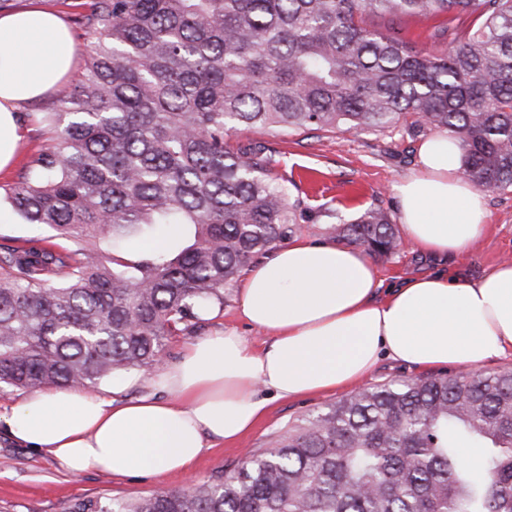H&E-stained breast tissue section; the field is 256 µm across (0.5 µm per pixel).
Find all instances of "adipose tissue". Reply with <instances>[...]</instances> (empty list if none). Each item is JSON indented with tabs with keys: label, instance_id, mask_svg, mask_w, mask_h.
Masks as SVG:
<instances>
[{
	"label": "adipose tissue",
	"instance_id": "1",
	"mask_svg": "<svg viewBox=\"0 0 512 512\" xmlns=\"http://www.w3.org/2000/svg\"><path fill=\"white\" fill-rule=\"evenodd\" d=\"M75 53L56 14L0 15V168L21 139L20 104L58 86ZM395 192L402 232L422 252L456 254L485 233L483 195L462 174L448 134L422 141L416 170ZM237 305L265 333L262 347L219 330L162 368L154 379L161 398L35 391L0 410V430L73 472L185 473L209 448L253 430L271 400L337 392L381 357L430 368L512 355L511 263L474 279L428 273L387 288L364 252L300 237L244 271Z\"/></svg>",
	"mask_w": 512,
	"mask_h": 512
}]
</instances>
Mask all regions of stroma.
Returning a JSON list of instances; mask_svg holds the SVG:
<instances>
[{"instance_id":"obj_1","label":"stroma","mask_w":512,"mask_h":512,"mask_svg":"<svg viewBox=\"0 0 512 512\" xmlns=\"http://www.w3.org/2000/svg\"><path fill=\"white\" fill-rule=\"evenodd\" d=\"M90 3L91 0H0V13L39 7L57 14L77 44L74 65L66 79L72 85L85 73L86 42L76 20L87 12ZM59 109V94L55 91L20 106L18 118L23 136L12 164L0 170V191L13 185L27 158L45 147L52 131L42 116ZM233 141L272 149L274 174L287 181L292 197L303 199L308 208L310 219L302 223L299 234L312 241L329 240L327 227L334 212L349 222L373 206L386 211L390 219H397L400 202L394 186L417 167L421 143L420 137L409 135L401 127L357 134L244 131ZM483 195L488 211L484 235L447 263L449 271L474 278L498 264L512 263V190L487 189ZM376 265L385 284L391 285L436 268L438 261L405 242L391 258L377 260ZM154 374L151 368L131 370L99 382L93 391L119 400L136 398L150 392L149 382ZM339 398L335 392L272 401L250 433L208 449L186 475L114 477L71 472L48 454L17 447L0 434V512H65L80 501L129 499L186 488L189 481H206L233 470L248 450L262 447L273 432L289 421Z\"/></svg>"}]
</instances>
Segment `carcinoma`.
Masks as SVG:
<instances>
[{
    "label": "carcinoma",
    "mask_w": 512,
    "mask_h": 512,
    "mask_svg": "<svg viewBox=\"0 0 512 512\" xmlns=\"http://www.w3.org/2000/svg\"><path fill=\"white\" fill-rule=\"evenodd\" d=\"M427 15L448 17L437 52L397 29ZM79 23L85 75L6 190L25 223L72 246L0 245V386L85 389L156 366L296 235L304 202L237 132L403 122L450 134L475 185L512 189V0H92ZM165 225L193 239L145 245L130 265L102 250ZM330 230L375 258L398 247L379 208ZM463 444L483 449L482 472ZM68 512H512V371L363 387L229 474Z\"/></svg>",
    "instance_id": "carcinoma-1"
}]
</instances>
